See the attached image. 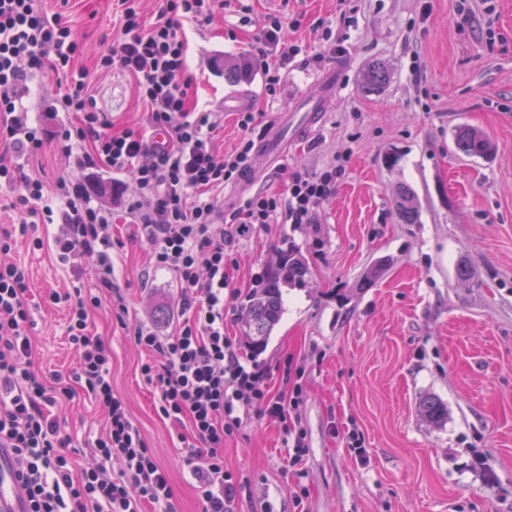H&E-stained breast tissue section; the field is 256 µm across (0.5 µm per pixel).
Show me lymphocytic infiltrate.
<instances>
[{"instance_id":"f902f5d3","label":"lymphocytic infiltrate","mask_w":512,"mask_h":512,"mask_svg":"<svg viewBox=\"0 0 512 512\" xmlns=\"http://www.w3.org/2000/svg\"><path fill=\"white\" fill-rule=\"evenodd\" d=\"M116 2L119 36L95 68H117L132 78L148 126L165 132L166 144L116 130L97 110L92 70L80 63L83 43L63 11H48L46 0H0V211L17 216L11 227H0V448L15 454L30 512H141L146 502L159 512H178L167 471L112 390V351L89 324L91 310L112 298V210L91 188L104 173L123 174L137 190L126 211L151 245L153 266L172 271L180 288L172 335L144 324L134 329L136 345L149 356L141 372L155 387L158 414L191 427L185 463L201 512H233L237 484L224 469V439L240 426L238 409L253 407L260 417L284 423L298 410L302 389L269 396L263 371L243 362L225 336L231 256L248 225L314 223L343 169L293 175L285 194L259 192L224 214L216 194L250 171L257 121L254 112L240 113L244 136L223 154L212 140L216 113L197 109L186 28L210 22L216 0H161L151 21L142 0ZM34 72L54 87L53 112L74 113L75 122L51 130L33 119L22 100ZM48 146L67 169L51 189L24 166ZM39 224L56 226L55 256L73 276H81L86 260L96 275L94 287L49 295L68 311V339L77 354L70 375L49 381L32 367L29 273L11 257L21 238L43 249L34 234ZM79 387L104 411L106 429L94 442L92 463L77 474L80 450L50 409ZM114 461L119 470L111 469Z\"/></svg>"}]
</instances>
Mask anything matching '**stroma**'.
Segmentation results:
<instances>
[{"label":"stroma","mask_w":512,"mask_h":512,"mask_svg":"<svg viewBox=\"0 0 512 512\" xmlns=\"http://www.w3.org/2000/svg\"><path fill=\"white\" fill-rule=\"evenodd\" d=\"M65 13L92 67L117 35L115 4L71 0ZM274 16L301 51L270 93L257 47ZM186 32L199 102L224 115L214 137L222 153L243 137L237 113L224 109L226 92L251 93L268 130H281L315 98L323 76L339 71L338 91L316 123L250 187L224 189L229 213L254 193H283L293 174L337 160L345 167L315 223L256 229L236 247L224 332L243 360L264 369L265 390L300 384L297 426L306 439L295 450L283 424L240 411V429L224 441V469L239 484L233 512H512V0H223L210 23ZM337 43L342 53H333ZM232 61L248 69L235 82L224 77ZM376 61L388 79L370 92L364 76ZM93 81L98 109L117 128L142 129L126 74L95 71ZM464 127L485 133L493 153L459 152L455 134ZM404 184L417 195L415 224L395 213ZM112 237V282L128 315L121 324L108 306L91 313L112 349V388L167 469L179 512H199L180 441L190 428L158 415L140 372L147 355L133 340L139 323L174 333L178 284L150 267V247L126 214L117 213ZM291 246L308 273L302 285L283 288L284 314L252 353L241 310L277 250ZM13 257L30 272L35 372L49 379L73 370L66 308L48 298L71 287L72 275L48 247L34 252L21 240ZM381 260L386 272L362 284ZM463 260L465 281L456 275ZM427 395L448 409L439 424L419 413ZM66 418L81 442L104 423L82 390ZM351 426L364 437L363 452L346 442Z\"/></svg>","instance_id":"obj_1"}]
</instances>
